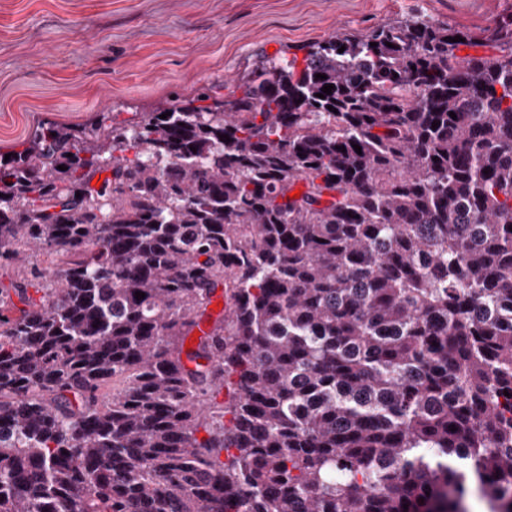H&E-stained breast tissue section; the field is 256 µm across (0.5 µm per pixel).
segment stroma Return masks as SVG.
<instances>
[{"label":"stroma","instance_id":"obj_1","mask_svg":"<svg viewBox=\"0 0 512 512\" xmlns=\"http://www.w3.org/2000/svg\"><path fill=\"white\" fill-rule=\"evenodd\" d=\"M512 0H0V158L41 123L134 119L239 79L269 53L417 16L470 29Z\"/></svg>","mask_w":512,"mask_h":512}]
</instances>
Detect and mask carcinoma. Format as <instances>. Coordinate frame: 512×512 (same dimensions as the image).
<instances>
[{
    "label": "carcinoma",
    "mask_w": 512,
    "mask_h": 512,
    "mask_svg": "<svg viewBox=\"0 0 512 512\" xmlns=\"http://www.w3.org/2000/svg\"><path fill=\"white\" fill-rule=\"evenodd\" d=\"M304 50L0 160V512H512V14Z\"/></svg>",
    "instance_id": "obj_1"
}]
</instances>
